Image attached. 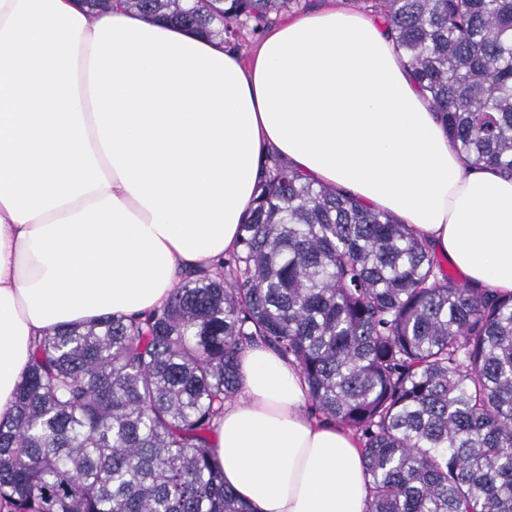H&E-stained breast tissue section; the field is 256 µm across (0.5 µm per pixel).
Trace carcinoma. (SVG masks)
I'll return each mask as SVG.
<instances>
[{"label":"carcinoma","instance_id":"obj_1","mask_svg":"<svg viewBox=\"0 0 512 512\" xmlns=\"http://www.w3.org/2000/svg\"><path fill=\"white\" fill-rule=\"evenodd\" d=\"M309 0H125L238 50ZM448 139L512 177V0H354ZM236 249L142 317L53 328L0 422V512H251L212 438L239 354L295 364L358 439L366 512H512V295L456 283L394 215L269 152Z\"/></svg>","mask_w":512,"mask_h":512}]
</instances>
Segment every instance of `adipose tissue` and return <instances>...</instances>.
<instances>
[{
	"label": "adipose tissue",
	"mask_w": 512,
	"mask_h": 512,
	"mask_svg": "<svg viewBox=\"0 0 512 512\" xmlns=\"http://www.w3.org/2000/svg\"><path fill=\"white\" fill-rule=\"evenodd\" d=\"M399 216L465 283L512 293V179L473 168L385 26L326 8L248 59L122 6L0 0V420L51 328L160 306L237 242L266 150ZM213 437L254 512H366L352 432L264 346Z\"/></svg>",
	"instance_id": "obj_1"
}]
</instances>
